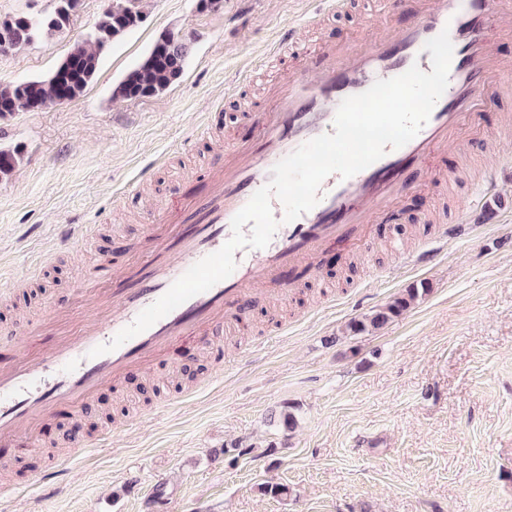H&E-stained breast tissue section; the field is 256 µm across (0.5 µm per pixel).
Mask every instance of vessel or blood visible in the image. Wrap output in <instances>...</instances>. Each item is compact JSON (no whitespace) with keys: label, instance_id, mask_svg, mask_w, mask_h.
Listing matches in <instances>:
<instances>
[{"label":"vessel or blood","instance_id":"b4317fda","mask_svg":"<svg viewBox=\"0 0 512 512\" xmlns=\"http://www.w3.org/2000/svg\"><path fill=\"white\" fill-rule=\"evenodd\" d=\"M385 12L407 8L412 21L383 27L381 36L354 49L325 43L300 52L301 58L262 102L251 104L253 136L224 146L213 168L207 193L198 199L170 190L171 204L150 215L144 240L130 242L133 263L122 272L109 265L87 273L79 306L55 308L26 322L13 342L17 356L0 363V444L28 452L36 429L64 407L82 413L105 383L144 369L178 341L193 340L215 366L224 364V342L215 332L241 323L246 299L259 287L288 292L284 267L317 275V258L330 242L366 247L367 229L395 212L399 199L435 179L433 155L463 148L477 116L497 107L512 90V66L491 50V33L512 31V13L495 0H380ZM453 44L449 82L418 135L349 179L329 175L317 205L292 222L273 202L281 224L269 245L235 252L236 268L223 281L199 293L117 349L92 356L139 313L162 297L192 265L218 251L231 237V221L252 195L272 177L273 167L301 145L334 131L340 103L418 66L431 72L424 46L441 32ZM53 333L55 340L39 356L29 357L34 337Z\"/></svg>","mask_w":512,"mask_h":512}]
</instances>
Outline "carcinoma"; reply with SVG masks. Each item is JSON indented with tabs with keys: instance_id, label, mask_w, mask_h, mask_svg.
<instances>
[{
	"instance_id": "carcinoma-1",
	"label": "carcinoma",
	"mask_w": 512,
	"mask_h": 512,
	"mask_svg": "<svg viewBox=\"0 0 512 512\" xmlns=\"http://www.w3.org/2000/svg\"><path fill=\"white\" fill-rule=\"evenodd\" d=\"M81 7V0H55L47 15L18 14L1 19L9 28L12 49L28 45L43 36L66 28ZM141 0H112L86 38L78 42L45 78L0 85V117L15 112H34L65 105L79 97L97 75L102 56L112 43L143 22ZM191 53L187 38L164 32L155 40L146 57L118 83L112 96L119 100H138L158 96L182 78ZM21 159L18 149L0 148V174L11 172ZM428 292L426 284L406 290L382 308L346 327L352 334L377 330L400 316L419 296Z\"/></svg>"
}]
</instances>
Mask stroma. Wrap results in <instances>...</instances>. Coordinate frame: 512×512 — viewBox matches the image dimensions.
Masks as SVG:
<instances>
[{
	"label": "stroma",
	"mask_w": 512,
	"mask_h": 512,
	"mask_svg": "<svg viewBox=\"0 0 512 512\" xmlns=\"http://www.w3.org/2000/svg\"><path fill=\"white\" fill-rule=\"evenodd\" d=\"M197 3L143 0L144 22L112 45L78 99L0 118V147L23 154L0 177L1 361L41 302H71L85 267L127 262V243L143 237L171 185L196 195L218 144L251 137L246 97L289 67L269 53L282 32L308 45H364L371 28L409 21L363 22L367 0L338 13L327 0H224L219 13ZM107 5L82 0L67 29L0 55V81L48 75ZM164 31L192 41L181 81L155 97L113 99ZM510 119L512 103L482 114L469 160L436 153L433 167L460 174L456 189L403 198L397 223L372 225L366 259L332 245L319 277L294 270L288 300L274 306L257 291L247 335L224 338L222 377L183 376L203 354L181 343L151 372L102 387L80 416L58 410L39 427L42 448L20 456L0 446V481L16 489L0 512H512V138L494 132ZM483 167L496 187L475 207L470 180ZM461 215L467 236L440 247L432 266L388 247H439L441 223ZM75 227L83 242L61 252L58 239ZM422 283L428 292L402 315L347 333ZM283 412L294 428L279 423ZM75 428L112 441L50 478ZM275 484L286 494L266 493Z\"/></svg>",
	"instance_id": "1"
}]
</instances>
